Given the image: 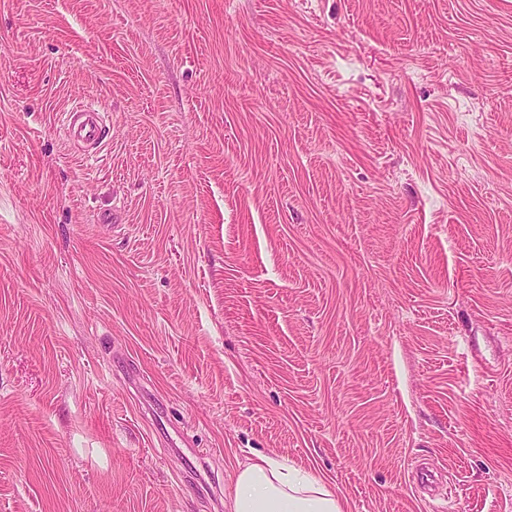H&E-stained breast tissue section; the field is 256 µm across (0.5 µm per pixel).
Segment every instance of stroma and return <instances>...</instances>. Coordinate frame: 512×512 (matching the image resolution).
Here are the masks:
<instances>
[{"label": "stroma", "mask_w": 512, "mask_h": 512, "mask_svg": "<svg viewBox=\"0 0 512 512\" xmlns=\"http://www.w3.org/2000/svg\"><path fill=\"white\" fill-rule=\"evenodd\" d=\"M261 455L512 512V0H0V512ZM62 126L68 141L84 145L81 157L95 159L104 138L105 114L92 104L77 103L62 113Z\"/></svg>", "instance_id": "obj_1"}]
</instances>
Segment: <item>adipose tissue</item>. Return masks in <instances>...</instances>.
<instances>
[{
  "label": "adipose tissue",
  "mask_w": 512,
  "mask_h": 512,
  "mask_svg": "<svg viewBox=\"0 0 512 512\" xmlns=\"http://www.w3.org/2000/svg\"><path fill=\"white\" fill-rule=\"evenodd\" d=\"M230 512H343L335 492L274 458L246 465L235 479Z\"/></svg>",
  "instance_id": "adipose-tissue-1"
}]
</instances>
